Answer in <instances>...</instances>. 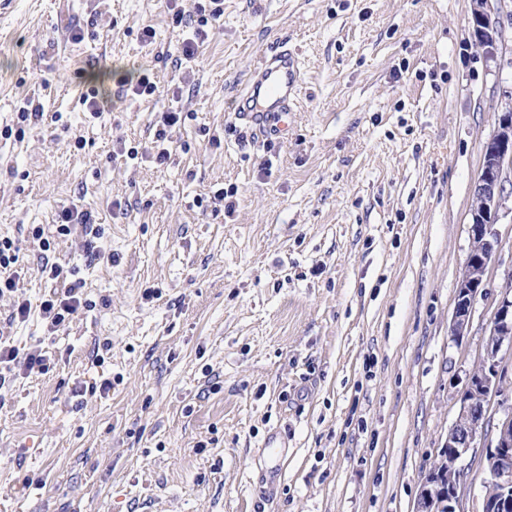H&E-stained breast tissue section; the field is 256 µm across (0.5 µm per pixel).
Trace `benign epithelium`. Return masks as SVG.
Listing matches in <instances>:
<instances>
[{
    "label": "benign epithelium",
    "mask_w": 512,
    "mask_h": 512,
    "mask_svg": "<svg viewBox=\"0 0 512 512\" xmlns=\"http://www.w3.org/2000/svg\"><path fill=\"white\" fill-rule=\"evenodd\" d=\"M506 0L497 6L489 0H473L475 28L486 25L487 18L511 12ZM512 164V94L496 111L495 129L484 147L481 171L474 186L475 205L471 211L468 234L470 250L459 277L449 334L456 341L467 335L477 298L497 254L503 249L498 228L505 216L506 166ZM512 348V292L505 290L491 303L487 338L466 373V384L458 395L456 416L448 429L444 447L455 459L448 469L452 492L441 504L428 494L436 471H426L416 512H468L467 474L481 459L493 462V483L497 497L483 493L482 512H512V403L503 386V352Z\"/></svg>",
    "instance_id": "1"
}]
</instances>
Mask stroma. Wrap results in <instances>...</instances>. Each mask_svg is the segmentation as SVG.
Instances as JSON below:
<instances>
[{
	"label": "stroma",
	"mask_w": 512,
	"mask_h": 512,
	"mask_svg": "<svg viewBox=\"0 0 512 512\" xmlns=\"http://www.w3.org/2000/svg\"><path fill=\"white\" fill-rule=\"evenodd\" d=\"M171 5L0 9V238L18 257L0 337L46 359L0 399V512H415L486 334V299L462 343L448 327L512 29L499 66L472 0H224L184 63ZM282 41L303 85L265 148L235 103ZM145 75L157 92L130 94ZM175 106L159 165L148 148ZM65 206L101 224L98 257L83 229L53 235ZM47 260L84 299L52 334Z\"/></svg>",
	"instance_id": "1"
}]
</instances>
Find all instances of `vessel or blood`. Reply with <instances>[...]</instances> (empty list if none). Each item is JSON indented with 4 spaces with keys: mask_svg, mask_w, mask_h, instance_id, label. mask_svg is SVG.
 Here are the masks:
<instances>
[{
    "mask_svg": "<svg viewBox=\"0 0 512 512\" xmlns=\"http://www.w3.org/2000/svg\"><path fill=\"white\" fill-rule=\"evenodd\" d=\"M303 60L281 46L262 56L238 100L242 118L263 135L287 132L288 119L302 83Z\"/></svg>",
    "mask_w": 512,
    "mask_h": 512,
    "instance_id": "vessel-or-blood-1",
    "label": "vessel or blood"
}]
</instances>
